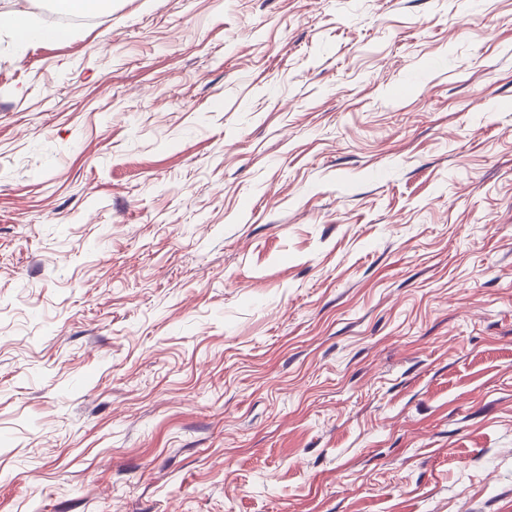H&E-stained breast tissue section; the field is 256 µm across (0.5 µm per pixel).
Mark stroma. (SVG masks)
I'll return each instance as SVG.
<instances>
[{"label":"stroma","instance_id":"35a3bbf8","mask_svg":"<svg viewBox=\"0 0 512 512\" xmlns=\"http://www.w3.org/2000/svg\"><path fill=\"white\" fill-rule=\"evenodd\" d=\"M0 33V512H512V0H112ZM0 30L8 31L20 44L41 41L51 37L60 38L62 34H49L34 29L28 15L18 11H0Z\"/></svg>","mask_w":512,"mask_h":512}]
</instances>
